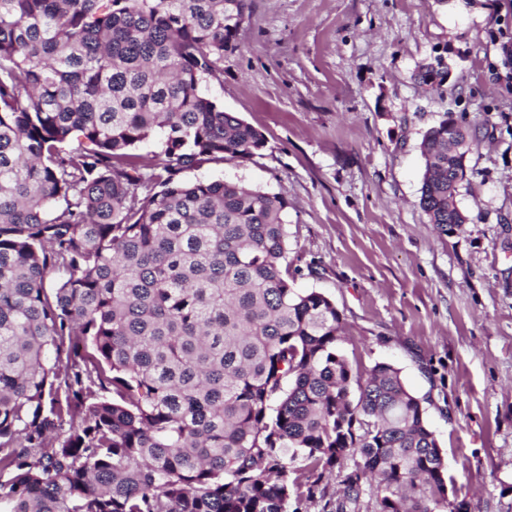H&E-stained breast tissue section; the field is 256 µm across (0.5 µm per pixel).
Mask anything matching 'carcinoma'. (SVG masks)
Segmentation results:
<instances>
[{
	"instance_id": "1",
	"label": "carcinoma",
	"mask_w": 512,
	"mask_h": 512,
	"mask_svg": "<svg viewBox=\"0 0 512 512\" xmlns=\"http://www.w3.org/2000/svg\"><path fill=\"white\" fill-rule=\"evenodd\" d=\"M246 7L0 0V512H299L327 473L336 512L445 501L400 370L362 377L332 300L293 287L288 200L179 178L266 146L201 90ZM475 139L446 116L421 140L443 232Z\"/></svg>"
}]
</instances>
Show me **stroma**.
<instances>
[{"instance_id": "stroma-1", "label": "stroma", "mask_w": 512, "mask_h": 512, "mask_svg": "<svg viewBox=\"0 0 512 512\" xmlns=\"http://www.w3.org/2000/svg\"><path fill=\"white\" fill-rule=\"evenodd\" d=\"M512 0H248L204 92L263 134L250 159L181 178L288 200L295 286L330 298L360 372L387 363L447 463L436 512H512ZM442 92L413 78L426 57ZM479 125L451 234L419 206V144L444 112ZM444 62V57L441 55L425 59L417 66L416 78L432 90L439 89L448 79L450 72L449 65Z\"/></svg>"}]
</instances>
